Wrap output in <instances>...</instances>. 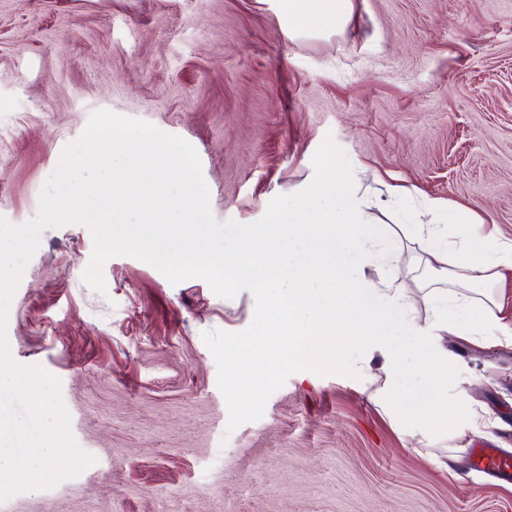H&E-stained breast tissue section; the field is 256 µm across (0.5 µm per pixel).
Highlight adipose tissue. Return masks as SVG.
I'll return each mask as SVG.
<instances>
[{"instance_id":"obj_1","label":"adipose tissue","mask_w":512,"mask_h":512,"mask_svg":"<svg viewBox=\"0 0 512 512\" xmlns=\"http://www.w3.org/2000/svg\"><path fill=\"white\" fill-rule=\"evenodd\" d=\"M280 15L295 24L302 33L326 32L341 26L347 19L350 0H276ZM430 258L427 271L435 278L458 284L456 299L463 305L487 304L492 300L486 284L498 268L512 265V241L502 240L496 233H477L468 242L451 241L438 224L427 227ZM482 280L484 286L477 295H470L469 285Z\"/></svg>"}]
</instances>
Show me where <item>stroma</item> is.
<instances>
[{"label":"stroma","mask_w":512,"mask_h":512,"mask_svg":"<svg viewBox=\"0 0 512 512\" xmlns=\"http://www.w3.org/2000/svg\"><path fill=\"white\" fill-rule=\"evenodd\" d=\"M109 109L187 140L218 221L260 220L306 188L332 137L360 191L407 195L372 212L400 259L370 245L373 287L433 288L420 225L452 239L479 216L512 240V0H351L347 22L294 32L273 0H0V217L21 224L63 148ZM458 211L432 217L430 201ZM85 226L43 232L15 291L12 358L59 379L78 445L76 477L0 502V512H512V482L474 471L470 448L512 454V266L494 321L415 303L467 333L434 337L461 371L453 392L484 424L435 438L404 427L371 382L292 374L261 419L226 433L204 333L252 322L249 291L216 296L116 256L105 293L82 280Z\"/></svg>","instance_id":"1"}]
</instances>
